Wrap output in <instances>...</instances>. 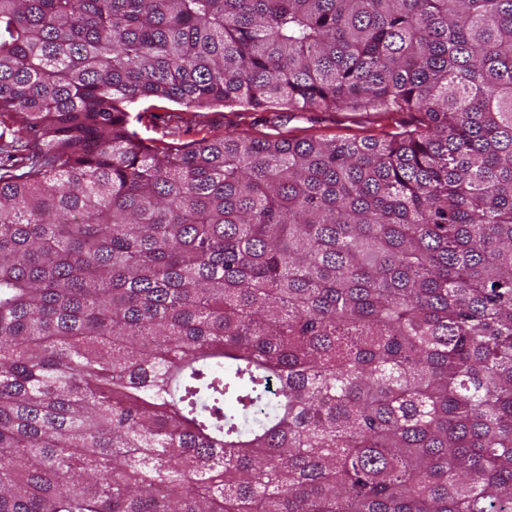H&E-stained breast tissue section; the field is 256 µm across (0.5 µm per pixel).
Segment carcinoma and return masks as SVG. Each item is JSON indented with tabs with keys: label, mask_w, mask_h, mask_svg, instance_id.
I'll list each match as a JSON object with an SVG mask.
<instances>
[{
	"label": "carcinoma",
	"mask_w": 512,
	"mask_h": 512,
	"mask_svg": "<svg viewBox=\"0 0 512 512\" xmlns=\"http://www.w3.org/2000/svg\"><path fill=\"white\" fill-rule=\"evenodd\" d=\"M0 512H512V0H0ZM197 112L195 118L199 122L189 131L186 127L177 129L174 120L168 118L167 112H145L142 121L136 124L138 132L143 137L160 138L164 133H172L170 137L182 141L200 139L210 130H224L229 123H240L242 129L256 135L277 133L285 137H302L305 135H340L359 137L377 133L371 125L357 118H352V112H305L306 118L293 117L288 112H247L243 115L237 112H227L224 107L204 108ZM244 117V118H241ZM175 133V134H174ZM174 135V136H173Z\"/></svg>",
	"instance_id": "obj_1"
}]
</instances>
